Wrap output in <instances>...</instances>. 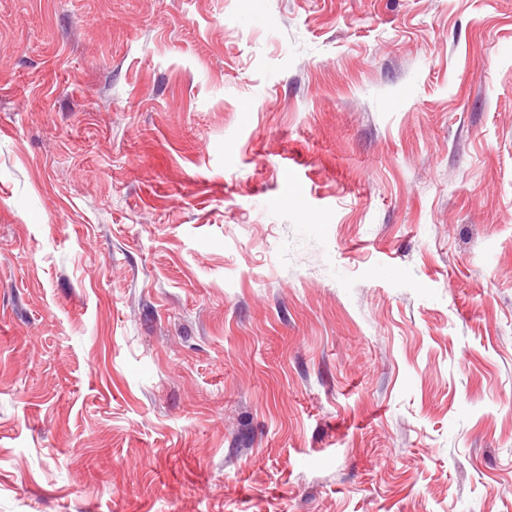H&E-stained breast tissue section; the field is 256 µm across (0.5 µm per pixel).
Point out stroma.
<instances>
[{
	"mask_svg": "<svg viewBox=\"0 0 512 512\" xmlns=\"http://www.w3.org/2000/svg\"><path fill=\"white\" fill-rule=\"evenodd\" d=\"M0 512H512V0H0Z\"/></svg>",
	"mask_w": 512,
	"mask_h": 512,
	"instance_id": "1",
	"label": "stroma"
}]
</instances>
